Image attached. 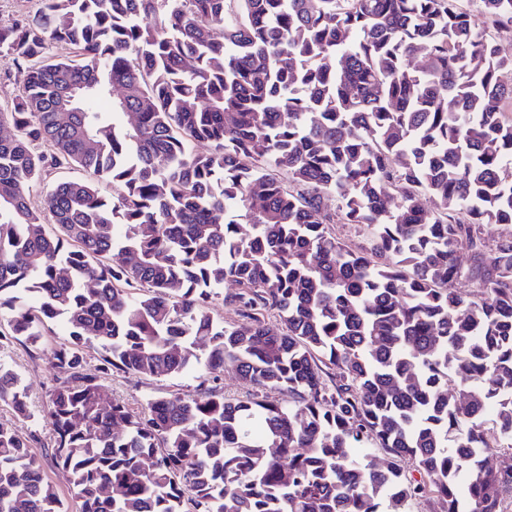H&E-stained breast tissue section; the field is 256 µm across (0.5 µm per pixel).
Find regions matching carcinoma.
<instances>
[{
    "label": "carcinoma",
    "mask_w": 512,
    "mask_h": 512,
    "mask_svg": "<svg viewBox=\"0 0 512 512\" xmlns=\"http://www.w3.org/2000/svg\"><path fill=\"white\" fill-rule=\"evenodd\" d=\"M475 2L496 33L460 0H41L0 26L25 65L0 108V318L27 345L69 328L45 418L79 512H505L512 0ZM63 165L85 177L32 205ZM224 368L247 399L134 412L102 383ZM0 403L31 417L1 363ZM27 448L0 422V512H67ZM81 177L82 171L78 169H51L44 176V180L30 190V199L33 204L40 205L47 190L57 181Z\"/></svg>",
    "instance_id": "obj_1"
}]
</instances>
